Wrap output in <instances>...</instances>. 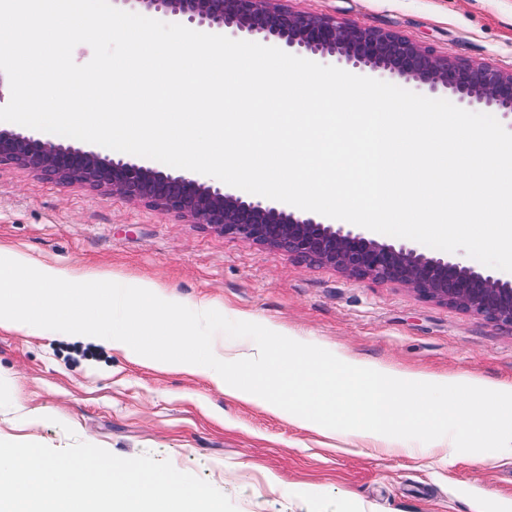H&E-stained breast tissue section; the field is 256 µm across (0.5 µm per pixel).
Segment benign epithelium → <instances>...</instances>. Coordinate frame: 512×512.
<instances>
[{
  "label": "benign epithelium",
  "mask_w": 512,
  "mask_h": 512,
  "mask_svg": "<svg viewBox=\"0 0 512 512\" xmlns=\"http://www.w3.org/2000/svg\"><path fill=\"white\" fill-rule=\"evenodd\" d=\"M214 34H244L311 60L334 58L361 73L416 83L421 92L446 90L467 105L512 115V68L437 56L406 38L331 17L271 5V0H116ZM13 164L62 184H80L176 214L225 236L282 251L308 265L356 280L403 286L419 297L512 329V277L389 244L316 212H295L273 200H248L221 186L164 172L130 158H110L33 134L0 129V165Z\"/></svg>",
  "instance_id": "benign-epithelium-1"
}]
</instances>
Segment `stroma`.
<instances>
[{"mask_svg":"<svg viewBox=\"0 0 512 512\" xmlns=\"http://www.w3.org/2000/svg\"><path fill=\"white\" fill-rule=\"evenodd\" d=\"M472 63L512 67V0H277ZM151 282L190 309L397 372L512 384V329L384 282L353 281L119 197L0 165V257ZM0 439L145 453L226 494L238 512H512V459L384 452L224 396L204 377L130 361L104 341L0 328Z\"/></svg>","mask_w":512,"mask_h":512,"instance_id":"obj_1","label":"stroma"}]
</instances>
